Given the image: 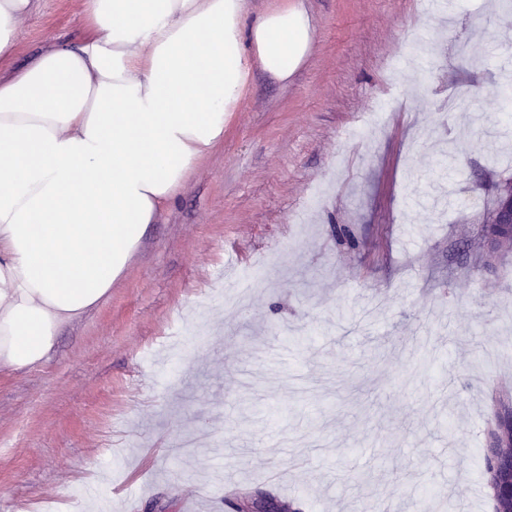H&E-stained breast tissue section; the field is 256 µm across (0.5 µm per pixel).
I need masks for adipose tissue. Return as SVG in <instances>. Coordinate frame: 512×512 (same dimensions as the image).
<instances>
[{"mask_svg":"<svg viewBox=\"0 0 512 512\" xmlns=\"http://www.w3.org/2000/svg\"><path fill=\"white\" fill-rule=\"evenodd\" d=\"M35 0H0V62ZM84 37L0 77V369L30 370L127 273L148 224L224 143L252 68L285 82L299 5L84 0Z\"/></svg>","mask_w":512,"mask_h":512,"instance_id":"ef3b65f1","label":"adipose tissue"}]
</instances>
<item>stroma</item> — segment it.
Returning a JSON list of instances; mask_svg holds the SVG:
<instances>
[{
    "instance_id": "35a3bbf8",
    "label": "stroma",
    "mask_w": 512,
    "mask_h": 512,
    "mask_svg": "<svg viewBox=\"0 0 512 512\" xmlns=\"http://www.w3.org/2000/svg\"><path fill=\"white\" fill-rule=\"evenodd\" d=\"M295 2L305 64L252 69L111 295L0 371V512H218L257 489L294 512H493L472 451L512 391V246L483 247L512 180V10ZM83 8L36 0L0 71L79 43Z\"/></svg>"
}]
</instances>
